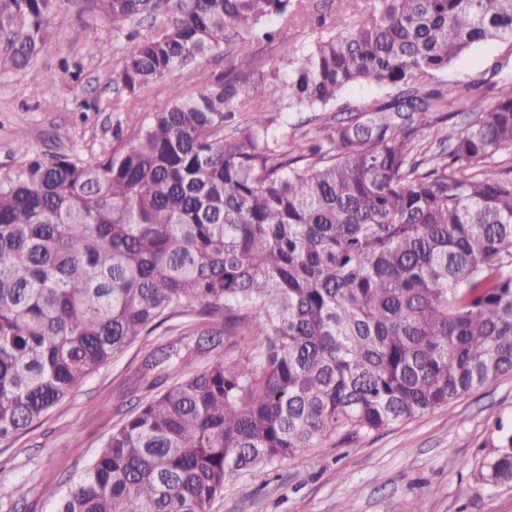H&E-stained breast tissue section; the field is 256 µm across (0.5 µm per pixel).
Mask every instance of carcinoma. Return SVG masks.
<instances>
[{"label": "carcinoma", "mask_w": 512, "mask_h": 512, "mask_svg": "<svg viewBox=\"0 0 512 512\" xmlns=\"http://www.w3.org/2000/svg\"><path fill=\"white\" fill-rule=\"evenodd\" d=\"M82 2L130 41L113 109L149 121L91 159L0 174V443L186 308L198 340L149 355L182 376L121 412L53 512H210L260 463L512 374V67L435 82L512 40V0H375L269 70L252 47L306 0H0V67L80 38ZM146 18L160 28L130 30ZM211 53L224 72L191 93L143 96ZM355 85L385 96L344 100ZM287 109L314 131L278 134ZM484 467L512 482V433ZM508 57L512 63V42L508 39H492L480 43L459 57L448 70L440 75L444 81H466L485 69L488 62Z\"/></svg>", "instance_id": "obj_1"}]
</instances>
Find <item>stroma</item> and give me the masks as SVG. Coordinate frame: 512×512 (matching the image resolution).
I'll return each mask as SVG.
<instances>
[{
  "label": "stroma",
  "mask_w": 512,
  "mask_h": 512,
  "mask_svg": "<svg viewBox=\"0 0 512 512\" xmlns=\"http://www.w3.org/2000/svg\"><path fill=\"white\" fill-rule=\"evenodd\" d=\"M338 20L343 0L288 26L280 40L259 47L268 68L289 51L310 46L318 15ZM79 41L60 33L25 68L0 74V174L22 156L72 153L82 158L128 139L146 122L142 112H116L122 89L113 72L127 40L89 10L76 18ZM512 59V41L492 39L459 57L442 80H468L498 58ZM219 55L200 58L193 73L176 72L145 89L155 107L220 73ZM58 77L44 96L32 90L46 74ZM195 317H173L166 329L135 343L92 375L35 428L0 444V512H51L53 500L92 462L116 427L119 405L145 397L152 380L144 363L154 350L186 339ZM512 429V376L462 397L450 407L378 433L328 441L293 461L259 464L224 491L211 512H512V482L489 485L481 473L500 430Z\"/></svg>",
  "instance_id": "1"
}]
</instances>
